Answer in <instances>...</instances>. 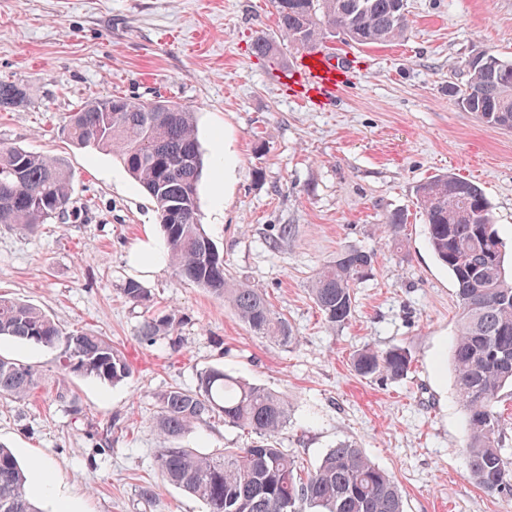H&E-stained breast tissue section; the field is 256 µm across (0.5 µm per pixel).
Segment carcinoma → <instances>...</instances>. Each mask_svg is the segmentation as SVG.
<instances>
[{
  "label": "carcinoma",
  "mask_w": 512,
  "mask_h": 512,
  "mask_svg": "<svg viewBox=\"0 0 512 512\" xmlns=\"http://www.w3.org/2000/svg\"><path fill=\"white\" fill-rule=\"evenodd\" d=\"M281 37L296 49L311 50L348 31L346 46L386 44L407 37L406 0H274ZM260 58L276 55L264 35L251 44ZM466 66L469 79L459 89L460 105L485 123L512 129V60ZM23 100V89L0 81V108ZM68 135L80 147L112 151L130 177L153 201L175 274L228 300L250 331L290 346L298 341L288 321L264 294L231 281L224 256L200 222L198 184L203 158L194 113L168 100L151 102L111 95L86 102L72 113ZM427 238L437 260L453 276L459 308L452 349L456 386L464 408L470 476L488 493L512 495V463L502 453L506 436L497 403L512 389V263L494 227L489 201L477 184L448 174L417 187ZM80 213L72 201L71 177L58 160L18 147L0 145V225L35 229L59 208ZM374 254L351 248L318 271L313 301L326 323L350 321L360 281L372 271ZM123 295L147 301L144 288L128 281ZM174 318H149L141 327L146 341L173 328ZM60 348V369L116 384L130 365L112 342L92 331L64 330L41 310L0 296V339ZM403 347H365L353 357L365 378L396 382L412 369ZM41 374L25 363L0 357V400L20 402L39 387ZM221 418L229 427L257 437L246 448L217 455L189 448L159 449L163 477L201 500L208 512H404L393 479L362 449L338 442L306 475L298 461L277 447L290 417L288 400L267 388L212 368L197 375L193 389L173 387L160 400L159 429L176 440ZM27 478L14 454L0 446V512H39L26 490Z\"/></svg>",
  "instance_id": "obj_1"
}]
</instances>
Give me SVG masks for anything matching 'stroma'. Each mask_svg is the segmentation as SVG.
Here are the masks:
<instances>
[{
    "mask_svg": "<svg viewBox=\"0 0 512 512\" xmlns=\"http://www.w3.org/2000/svg\"><path fill=\"white\" fill-rule=\"evenodd\" d=\"M411 30L396 44L336 45L347 82L324 108L302 100L296 49L272 0H0V80L23 103L0 109V144L60 158L87 217L32 230L0 226V294L41 308L63 328L111 340L130 364L109 385L61 371L58 351L0 341V355L40 370L27 400L0 402V444L28 480L48 471L74 512H206L157 466L156 422L171 387L221 367L288 400L278 442L314 467L355 444L398 484L405 512H512L469 477L468 430L451 362L458 316L450 272L431 252L416 187L478 161L500 236L512 244V130L487 125L454 94L469 56L512 58V0H407ZM278 42L256 57L257 35ZM162 96L191 110L205 155L199 214L233 280L260 289L293 327L284 348L255 336L231 305L175 276L131 264L165 251L152 200L111 151L79 147L68 117L111 94ZM404 212L398 236L380 230ZM357 247L376 256L348 324L329 327L311 295L317 271ZM148 293H122L127 281ZM175 315L172 332L141 341L145 318ZM402 346L414 363L396 383L351 366L364 346ZM109 443H101L103 433ZM247 432L216 419L178 446L244 448ZM154 489L143 498L142 486Z\"/></svg>",
    "mask_w": 512,
    "mask_h": 512,
    "instance_id": "35a3bbf8",
    "label": "stroma"
}]
</instances>
